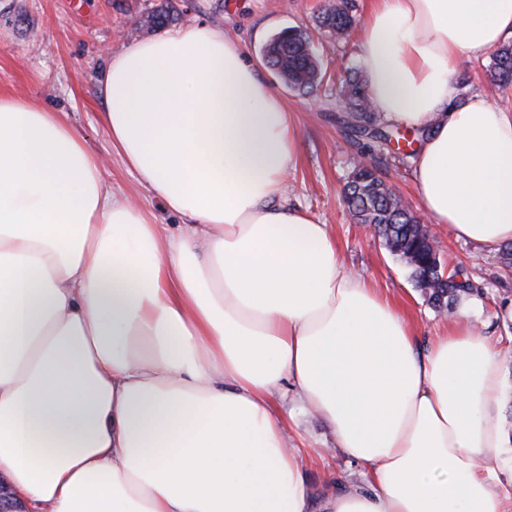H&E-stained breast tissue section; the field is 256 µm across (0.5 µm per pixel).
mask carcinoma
Wrapping results in <instances>:
<instances>
[{
	"label": "carcinoma",
	"mask_w": 512,
	"mask_h": 512,
	"mask_svg": "<svg viewBox=\"0 0 512 512\" xmlns=\"http://www.w3.org/2000/svg\"><path fill=\"white\" fill-rule=\"evenodd\" d=\"M355 0H329L316 18V26L333 46L345 42L357 25ZM263 58L288 86L307 92L323 82L326 69L310 35L290 27L277 32L263 50ZM491 81L512 84V43L500 46L493 54L489 69ZM342 95L336 98L339 109L353 115L362 113L370 101L366 84L355 77L342 81ZM351 132L374 141L381 149L389 147L393 134L383 127L357 125ZM344 201L352 219L370 224L386 248L410 269L427 302L438 311H450L472 292L468 278L457 280L460 269L448 270L444 277L436 267H445L444 259L415 214L386 190L381 171L370 161L359 162L348 175Z\"/></svg>",
	"instance_id": "carcinoma-1"
}]
</instances>
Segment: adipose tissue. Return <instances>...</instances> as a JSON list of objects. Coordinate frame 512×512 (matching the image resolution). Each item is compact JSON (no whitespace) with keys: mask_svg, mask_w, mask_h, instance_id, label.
Masks as SVG:
<instances>
[{"mask_svg":"<svg viewBox=\"0 0 512 512\" xmlns=\"http://www.w3.org/2000/svg\"><path fill=\"white\" fill-rule=\"evenodd\" d=\"M512 40V0H372L373 109L424 130L422 206L512 242V113L461 97L460 57ZM112 147L182 219L107 185L65 113L0 96V474L34 512H512L501 364L466 315L427 350L290 205L289 112L242 47L194 24L99 78ZM354 465L314 499L282 400Z\"/></svg>","mask_w":512,"mask_h":512,"instance_id":"ef3b65f1","label":"adipose tissue"}]
</instances>
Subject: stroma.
Instances as JSON below:
<instances>
[{"instance_id":"stroma-1","label":"stroma","mask_w":512,"mask_h":512,"mask_svg":"<svg viewBox=\"0 0 512 512\" xmlns=\"http://www.w3.org/2000/svg\"><path fill=\"white\" fill-rule=\"evenodd\" d=\"M328 0H0V96L23 97L66 113L77 133L101 162L102 176L118 195L153 211L170 231L181 218L167 210L136 179L123 157L113 150L98 92V78L109 57L122 48L153 37L144 26L147 15L163 5L176 9L170 30L194 23L220 28L239 42L248 59L258 62L259 77L279 96L289 112L298 141V159L285 181L290 204L301 206L329 224L347 270L362 276L383 297L396 303L412 320L419 348L448 327L449 314L432 309L414 286L407 269L363 224L353 223L343 201V187L359 160L376 162L386 181L414 211H421L419 190L406 151L379 150L370 140L349 132L347 113L337 111L338 83L319 86L306 95L288 89L264 65L262 48L287 27L312 26ZM491 53L463 58L454 80L468 94H481L512 113V85L489 82ZM452 263L463 264L475 286L471 301H462L474 326L500 351L501 399L512 405V272L502 270L499 251L456 238L449 227H430ZM293 410L291 436L302 437L311 454L304 470L308 484L323 494L343 482L353 469L335 446L330 426L319 416L289 400Z\"/></svg>"}]
</instances>
